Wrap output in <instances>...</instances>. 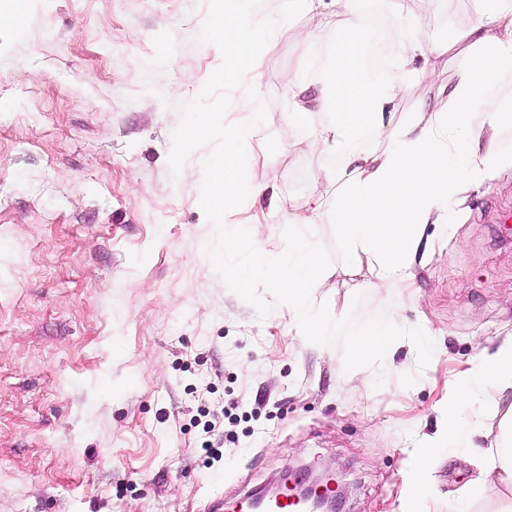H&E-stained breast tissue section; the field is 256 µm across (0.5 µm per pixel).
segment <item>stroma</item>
<instances>
[{"label":"stroma","instance_id":"1","mask_svg":"<svg viewBox=\"0 0 512 512\" xmlns=\"http://www.w3.org/2000/svg\"><path fill=\"white\" fill-rule=\"evenodd\" d=\"M212 0H27L18 28L0 27V512H210L240 501L281 471L335 472L342 512H400L409 448L445 424L448 384L476 353L512 335V170L428 224L425 255L402 287L362 290L330 213L333 158L303 153L309 115L283 135L287 90L309 57L308 81L334 56L331 34L265 52L259 70L265 122L241 152L243 181L273 187L287 210L323 204L310 238L330 253L311 293L332 316L388 313L435 343L426 368L407 339L382 366L343 368L340 348L308 342L288 308L231 292L205 253L214 226L200 207L211 157L239 121L241 90L221 79L224 47L201 38ZM429 35L469 27L475 0H412ZM368 40L396 64L409 27L374 0ZM466 62L454 52L396 97L395 115L448 105ZM206 114L211 135L193 146L177 130ZM258 225L271 253L286 224L266 201L227 219ZM360 306H353L357 293ZM472 455L440 453L415 512H500L512 485L476 479L498 443L483 403ZM223 451L211 458L205 445Z\"/></svg>","mask_w":512,"mask_h":512}]
</instances>
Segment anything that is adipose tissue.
<instances>
[{
    "label": "adipose tissue",
    "instance_id": "1",
    "mask_svg": "<svg viewBox=\"0 0 512 512\" xmlns=\"http://www.w3.org/2000/svg\"><path fill=\"white\" fill-rule=\"evenodd\" d=\"M364 3L286 0L283 13L265 23L248 0H213L203 37L223 42L230 64L224 75L237 83L255 80L264 52L295 31V16L308 17L312 23L303 34L307 42H315L317 33L336 31L337 60L328 66L319 88L289 86L284 130L290 133L302 126L309 106L332 115L328 127L312 131L307 146L339 158V165L323 173L340 189L333 220L353 257L376 259L372 287L387 288L398 281L406 260L419 249L424 227L444 200L512 166V152L501 150L494 139L495 132L512 126V108L488 97L500 76L512 70V0H476L478 17L470 27L418 38L408 46L407 58L425 53L437 58L463 42L467 64L448 90L447 111L411 112L394 123L385 122L384 111L417 72L368 78L366 45L360 37ZM257 30L262 33L258 41L252 37ZM240 108L244 117L225 128L224 153L212 160L201 191L204 204L214 210L256 200L263 191L258 182L242 187L237 156L241 147L254 141L264 115L251 93L242 98ZM511 389L512 336H507L483 349L467 373L451 383L446 427L410 449L414 473L401 512H414V502L427 490L420 475L425 463L446 449H473L478 423L466 419L462 409L481 396L502 412L496 462L500 480L512 483V404L506 402Z\"/></svg>",
    "mask_w": 512,
    "mask_h": 512
}]
</instances>
